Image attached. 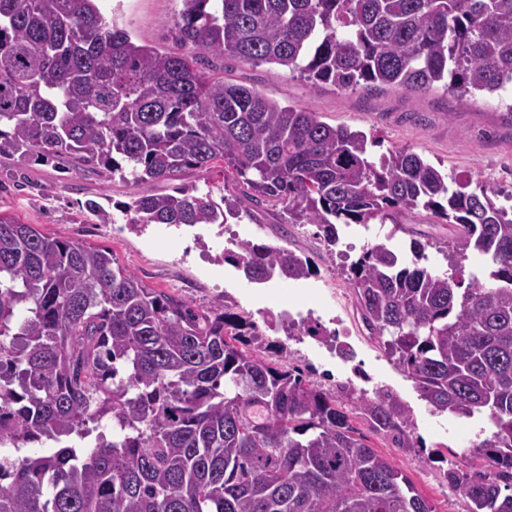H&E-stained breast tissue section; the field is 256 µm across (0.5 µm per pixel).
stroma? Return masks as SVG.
<instances>
[{
	"mask_svg": "<svg viewBox=\"0 0 512 512\" xmlns=\"http://www.w3.org/2000/svg\"><path fill=\"white\" fill-rule=\"evenodd\" d=\"M180 0H100L108 21L126 28L132 39L159 50L172 48V25ZM216 76L252 87L283 105L318 112L321 121L345 125L376 141L373 154L409 148L450 177L482 182L512 195V119L495 96L460 99L443 88L412 95L393 86L339 90L300 77L272 64L252 65L228 56ZM144 194L171 192L168 182L133 187L120 178L75 171L41 162L17 167L0 158V212L33 225L41 233L111 250L118 262L150 287L184 298L196 308L225 300L256 322L269 340L278 342L276 360L300 366L310 383L338 391L350 399L391 391L407 409L414 447L399 448L376 434L360 415L354 427L381 455L391 459L435 512H467V504L448 488L449 466L465 471L484 468L474 450L485 425L481 417L434 413L414 382L384 353L358 313L346 271L365 245L373 243L377 225L351 226L344 243L328 249L315 226L292 224L281 205L266 202L250 216L226 224L134 226L121 211L133 190ZM95 201L111 215L103 223L87 207ZM403 231L391 239L405 251L411 240L426 243V266L444 270V251L454 235L424 210L403 217ZM253 240L307 256L313 266L301 281H248L221 255L226 242ZM327 328L324 336H308L304 326Z\"/></svg>",
	"mask_w": 512,
	"mask_h": 512,
	"instance_id": "35a3bbf8",
	"label": "stroma"
}]
</instances>
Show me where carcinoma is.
<instances>
[{"label": "carcinoma", "mask_w": 512, "mask_h": 512, "mask_svg": "<svg viewBox=\"0 0 512 512\" xmlns=\"http://www.w3.org/2000/svg\"><path fill=\"white\" fill-rule=\"evenodd\" d=\"M98 0H0V157L39 156L133 185L224 162L248 202L275 201L327 246L353 224L419 208L455 228L448 269L367 246L347 270L362 322L438 412L484 416L493 473L448 468L468 512H512V206L408 148L375 157L365 133L215 78L230 55L340 89L436 84L460 96L512 84V0H181L179 52L106 21ZM131 224H225L241 198L179 184L133 194ZM487 257L464 277L468 253ZM251 281L312 275L267 243L226 248ZM255 322L148 286L109 249L0 214V512H434L353 427L336 396L267 362ZM410 448L392 394L357 400Z\"/></svg>", "instance_id": "obj_1"}]
</instances>
